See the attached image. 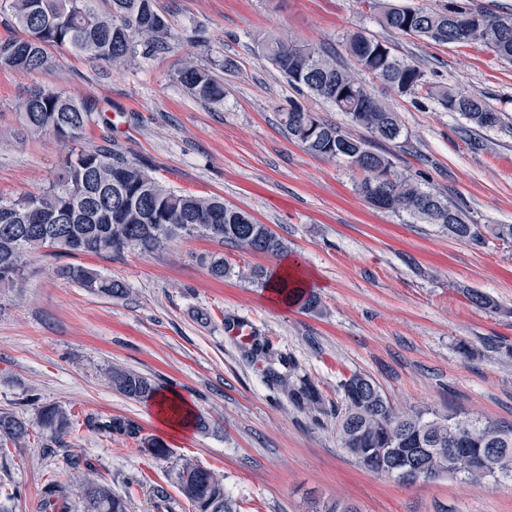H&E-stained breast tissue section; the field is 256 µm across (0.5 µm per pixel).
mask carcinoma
Here are the masks:
<instances>
[{"mask_svg":"<svg viewBox=\"0 0 512 512\" xmlns=\"http://www.w3.org/2000/svg\"><path fill=\"white\" fill-rule=\"evenodd\" d=\"M358 2L379 11L381 23L395 33L439 45L479 43L497 59L512 63V12L476 8L473 0H446L434 10L386 0ZM8 11L21 35L0 39V67L24 73L56 67L53 48H65L118 69L140 55L166 49L173 39L158 0H10ZM346 47L357 69L374 75L397 94L432 100L479 128L501 123L500 113L482 97L431 85L417 64L398 57L386 41L356 32L346 37ZM262 49L291 87L345 113L376 141L398 144L407 139L398 113L373 98L352 71L337 66L331 52L273 38L264 40ZM232 68L227 59L209 67L187 60L177 71V79L195 96L220 105L224 83L217 71ZM95 112L91 102L53 87H39L25 100L21 120L34 133L50 132L62 143L75 144ZM283 116L288 138L308 153L347 163L359 159L355 188L372 206L434 224L455 240L483 244L489 236L512 247V224L474 223L448 198L400 171L389 154L373 151L318 113L293 102ZM4 213L10 222H0L1 291L22 287L26 257L42 248L119 256L129 249L152 253L176 240L202 238L220 245L230 243L271 260L288 250L282 238L248 213L217 197L171 190L127 155L106 146L73 150L62 179L40 194L0 200V215ZM200 261L215 279L235 274L265 287L272 285L307 310L314 311L320 304L315 294L275 280L273 268L236 273L222 253H210ZM56 274L94 294L112 298L128 293L124 282L84 265H62ZM269 373L292 400L311 411L319 409L317 390L298 387L272 368ZM105 377L113 391L130 400L148 401L158 391L154 381L126 368L112 367ZM339 388L345 407L337 434L342 447L366 469L406 484L445 474L512 480L511 426L499 427L452 409L432 417L422 412L400 413L373 379L358 373L343 378ZM75 425L71 413L52 404L38 407L33 422L17 412L1 410L0 450L27 444L35 426L41 436L57 443ZM97 429L105 436L131 433L128 424L118 418L97 424ZM175 481L194 512H239L237 502L225 493L223 481L191 459H182ZM75 499L82 512H128V500L113 494L105 479L83 478L73 485L51 479L42 489L45 512H72Z\"/></svg>","mask_w":512,"mask_h":512,"instance_id":"cac0c4a2","label":"carcinoma"}]
</instances>
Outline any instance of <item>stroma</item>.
<instances>
[{"label":"stroma","mask_w":512,"mask_h":512,"mask_svg":"<svg viewBox=\"0 0 512 512\" xmlns=\"http://www.w3.org/2000/svg\"><path fill=\"white\" fill-rule=\"evenodd\" d=\"M173 33L168 52L121 69L57 50L50 71L0 68V199L38 194L60 177L69 149L50 134L27 131L21 105L53 86L95 103L87 147L128 153L163 185L217 196L288 242L311 274L320 309L275 305L267 289L237 277L214 280L199 255L221 252L234 267L268 258L188 238L144 254L28 259L21 292L0 293V409L34 418L57 404L79 418L62 443L0 451V512H42V487L71 483L67 454L79 452L130 512H156L164 490L171 512H192L175 482L180 457L224 481L240 512H311L317 502L355 504L359 512H512V483L445 476L406 486L361 466L337 435L344 375L370 376L404 412H447L512 425V247L448 237L433 224L369 205L344 163L316 157L289 140V101L318 112L351 135L361 128L307 93L295 91L263 57L274 37L334 48L351 64L344 38L361 32L392 44L435 86L485 97L500 126L468 132L465 119L435 102L397 95L369 74L360 79L398 113L408 138L400 169L457 202L480 224H512V64L485 47L437 45L387 31L358 0H159ZM207 66L231 58L224 102L197 99L176 78L185 59ZM80 264L125 282L115 299L59 278ZM487 294L480 309L466 291ZM254 328V345L224 334L227 323ZM473 351L460 354V344ZM289 364L292 381L310 382L322 399L311 413L267 377V360ZM123 366L177 390L210 431L165 438L171 454L151 456L144 439L162 436L152 402L112 391L101 371ZM123 419L135 436H102L97 423ZM163 437V436H162Z\"/></svg>","instance_id":"1"}]
</instances>
